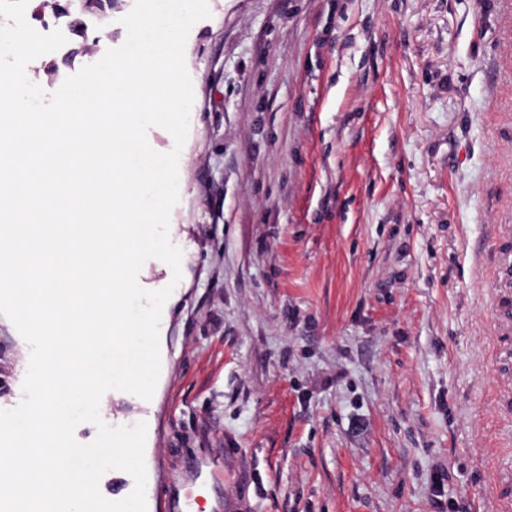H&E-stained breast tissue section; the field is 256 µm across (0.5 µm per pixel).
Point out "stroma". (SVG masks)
Segmentation results:
<instances>
[{"label":"stroma","instance_id":"35a3bbf8","mask_svg":"<svg viewBox=\"0 0 512 512\" xmlns=\"http://www.w3.org/2000/svg\"><path fill=\"white\" fill-rule=\"evenodd\" d=\"M46 92L126 40L86 9ZM147 512H512V0H208ZM30 348L0 315V408Z\"/></svg>","mask_w":512,"mask_h":512}]
</instances>
